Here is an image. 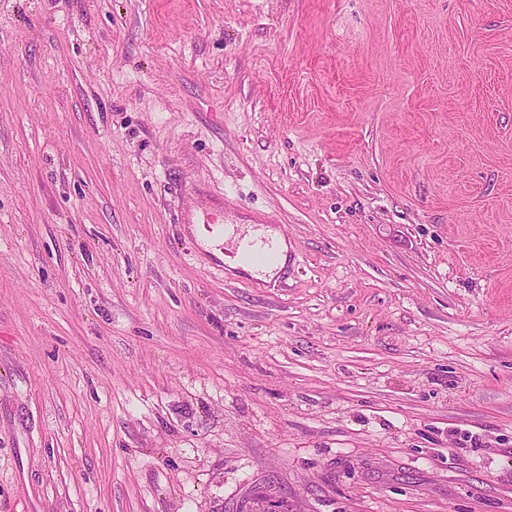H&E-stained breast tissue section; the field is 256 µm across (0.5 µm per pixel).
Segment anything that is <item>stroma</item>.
<instances>
[{"instance_id": "obj_1", "label": "stroma", "mask_w": 512, "mask_h": 512, "mask_svg": "<svg viewBox=\"0 0 512 512\" xmlns=\"http://www.w3.org/2000/svg\"><path fill=\"white\" fill-rule=\"evenodd\" d=\"M242 505L512 512V0H0V512ZM229 227H233L234 249L235 254L239 256L237 262L235 258L230 266L236 268L242 266L245 270L253 273V270L245 265L257 269L258 275H262L261 268L269 263L276 252V241L266 235H252L248 231H242L238 224H211L209 226L210 233L220 237H224V233Z\"/></svg>"}]
</instances>
